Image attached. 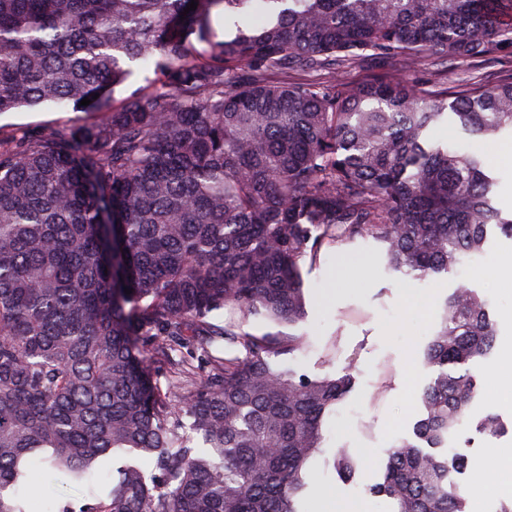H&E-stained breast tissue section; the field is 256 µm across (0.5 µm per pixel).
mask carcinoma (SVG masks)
Instances as JSON below:
<instances>
[{
	"mask_svg": "<svg viewBox=\"0 0 512 512\" xmlns=\"http://www.w3.org/2000/svg\"><path fill=\"white\" fill-rule=\"evenodd\" d=\"M0 0V114L75 107L70 128L0 137V512H30V472L79 485L130 450L110 491L51 512H304L307 467L351 371L311 379L274 358L305 266L373 241L396 276L450 274L512 239L481 143L512 141V77L426 94L427 59L512 54V0ZM251 20L220 37L213 14ZM369 57L401 74L349 78ZM154 66L140 91L113 92ZM132 290L127 294L124 289ZM229 307L223 323L212 313ZM488 302L444 300L413 441L371 491L392 512H465L448 444L493 350ZM209 353L198 371L173 352ZM240 348L224 356L212 348ZM170 368L166 390L148 359ZM340 475L357 471L339 448Z\"/></svg>",
	"mask_w": 512,
	"mask_h": 512,
	"instance_id": "obj_1",
	"label": "carcinoma"
}]
</instances>
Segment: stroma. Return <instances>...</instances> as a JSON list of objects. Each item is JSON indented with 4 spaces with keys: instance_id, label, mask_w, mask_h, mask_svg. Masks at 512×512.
<instances>
[{
    "instance_id": "obj_1",
    "label": "stroma",
    "mask_w": 512,
    "mask_h": 512,
    "mask_svg": "<svg viewBox=\"0 0 512 512\" xmlns=\"http://www.w3.org/2000/svg\"><path fill=\"white\" fill-rule=\"evenodd\" d=\"M96 118V113L69 108L20 109L0 115V134L75 126ZM509 257L512 240L493 230L481 258L483 273L469 279L459 272L423 280L399 278L387 272L375 248L364 244L347 264L330 261L306 270L308 317L302 328L308 347L281 355L278 362L312 378L348 367L355 377L352 390L328 418L323 446L309 464L318 484L310 505L337 498L358 503L362 512H390L388 500L369 493L366 486L380 477L391 445L414 437L413 425L423 411L420 395L430 381L423 353L440 322L444 299L464 280L489 302L497 336L493 354L473 368L479 388L469 412L471 425L452 437L465 460L459 477L462 490L471 491L474 477L484 473L491 457L503 460L512 452V376L495 390L488 383L505 353L512 351V288L497 286L487 271ZM359 268L365 271L361 280L353 276ZM489 413L502 420V433L476 431L475 422ZM338 448L352 449L358 459L359 471L352 480H342L333 466Z\"/></svg>"
}]
</instances>
